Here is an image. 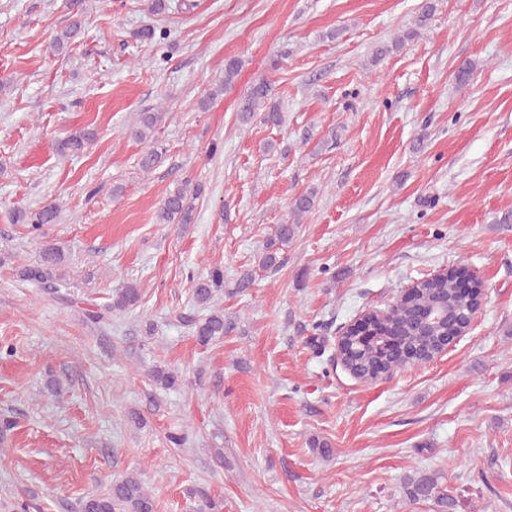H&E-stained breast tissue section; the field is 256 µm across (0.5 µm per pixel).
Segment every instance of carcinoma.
Wrapping results in <instances>:
<instances>
[{
	"label": "carcinoma",
	"mask_w": 512,
	"mask_h": 512,
	"mask_svg": "<svg viewBox=\"0 0 512 512\" xmlns=\"http://www.w3.org/2000/svg\"><path fill=\"white\" fill-rule=\"evenodd\" d=\"M435 12L432 0H425L412 20V27L406 34L396 38L392 46L381 47L375 56H381L390 49L404 46V40H411L427 29ZM242 62L236 57L225 60L224 79L220 90L232 86L238 76ZM241 122L247 124L255 117L261 121L280 125L283 112L271 95L270 83L261 79L252 84L238 100ZM164 112H139L136 122L129 127L130 135L140 141L150 142L149 149L141 156L139 166L148 171L160 162L163 149L156 146L154 134L163 119ZM88 130L77 131L60 140L56 151L61 156H73L84 151L93 139ZM202 194L199 185L187 183L176 186L163 199L157 214L158 224H192L195 219V200ZM316 192L310 190L295 196L290 202V212L298 219L314 207ZM60 216V208L47 204L36 210L19 209L13 220L26 224L35 235L43 234L46 224H54ZM296 224H280L274 235L264 246L258 265L265 269L278 268L279 254L293 240ZM64 261L62 250L54 243L43 246L38 261L24 265L17 270L20 280L43 288L55 298H62L60 286L63 277L60 266ZM457 274L450 269L441 277L422 280L415 284V300L411 304L403 301L391 306L384 318H375L368 328L370 337L356 339L348 337L343 351L344 362L358 378L364 381L376 380L404 364L424 363L446 342L459 335L469 324L470 315L484 300V284L473 283L469 293H461L455 284ZM192 306L175 315L176 320L188 327L202 346L220 342L230 332L231 322L224 318V308L219 298L224 294V272L214 269L207 275L192 280ZM140 299V289L135 284H126L113 291L112 301L85 313L90 324L109 320L114 313H122L135 306ZM407 499L412 503L431 501L437 506L436 512H455L456 501L439 481V476L421 475L405 484ZM81 512H156V503L143 483L134 477H124L112 482L110 490L101 495H90L81 503Z\"/></svg>",
	"instance_id": "carcinoma-1"
}]
</instances>
